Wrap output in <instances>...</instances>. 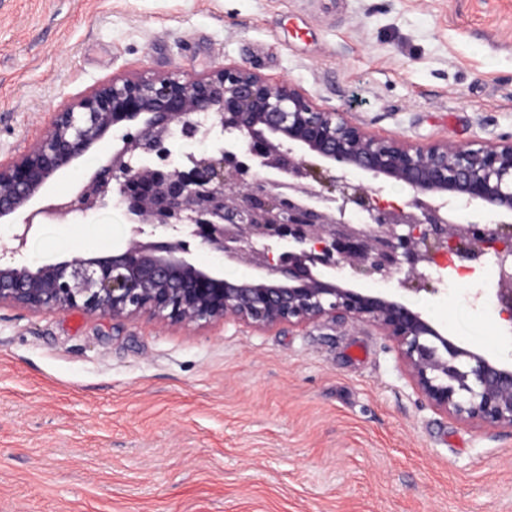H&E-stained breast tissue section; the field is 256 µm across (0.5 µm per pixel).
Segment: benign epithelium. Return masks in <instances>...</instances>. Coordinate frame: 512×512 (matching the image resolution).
Returning <instances> with one entry per match:
<instances>
[{
    "label": "benign epithelium",
    "instance_id": "benign-epithelium-1",
    "mask_svg": "<svg viewBox=\"0 0 512 512\" xmlns=\"http://www.w3.org/2000/svg\"><path fill=\"white\" fill-rule=\"evenodd\" d=\"M199 139L209 142L201 154L172 157V141ZM107 142L88 181L42 197ZM387 184L412 197L384 200ZM112 204L130 221L125 243L36 267L16 260L36 226ZM18 213L23 222L0 238V305L112 319L148 312L185 325L229 316L258 327L365 323L396 340L436 406L512 428V362L459 345L401 295L422 290L467 241L473 252H493L501 281L512 282V137L474 148L371 134L243 65L193 81L117 79L54 113L27 152L0 163V220ZM189 239L223 264L197 263ZM226 264L253 273L227 280ZM401 272L397 291L350 284ZM495 301L512 322V289H498Z\"/></svg>",
    "mask_w": 512,
    "mask_h": 512
}]
</instances>
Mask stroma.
I'll return each instance as SVG.
<instances>
[{"label": "stroma", "mask_w": 512, "mask_h": 512, "mask_svg": "<svg viewBox=\"0 0 512 512\" xmlns=\"http://www.w3.org/2000/svg\"><path fill=\"white\" fill-rule=\"evenodd\" d=\"M232 64L381 136H512V0H0V162L112 79ZM126 238L98 211L22 261ZM431 286L449 335L512 347L486 265ZM0 512H512V429L436 407L367 324L2 304Z\"/></svg>", "instance_id": "obj_1"}]
</instances>
